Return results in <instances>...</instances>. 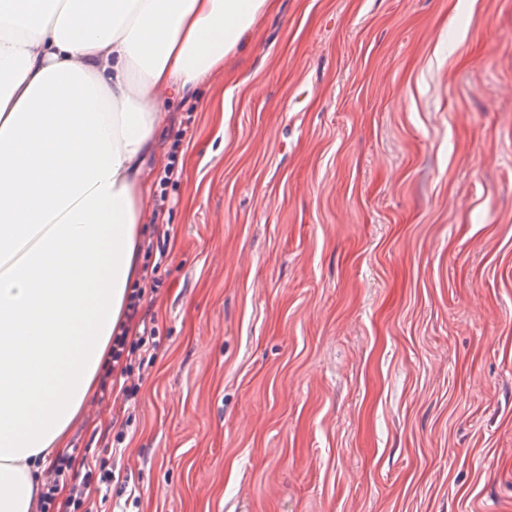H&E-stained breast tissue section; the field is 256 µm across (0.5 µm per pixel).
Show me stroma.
Instances as JSON below:
<instances>
[{
	"instance_id": "35a3bbf8",
	"label": "stroma",
	"mask_w": 512,
	"mask_h": 512,
	"mask_svg": "<svg viewBox=\"0 0 512 512\" xmlns=\"http://www.w3.org/2000/svg\"><path fill=\"white\" fill-rule=\"evenodd\" d=\"M166 105L161 344L65 440L135 491L93 512H512V0H277Z\"/></svg>"
}]
</instances>
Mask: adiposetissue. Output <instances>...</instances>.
Wrapping results in <instances>:
<instances>
[{
    "mask_svg": "<svg viewBox=\"0 0 512 512\" xmlns=\"http://www.w3.org/2000/svg\"><path fill=\"white\" fill-rule=\"evenodd\" d=\"M271 0H0V512L43 473L125 320L165 95Z\"/></svg>",
    "mask_w": 512,
    "mask_h": 512,
    "instance_id": "adipose-tissue-1",
    "label": "adipose tissue"
}]
</instances>
